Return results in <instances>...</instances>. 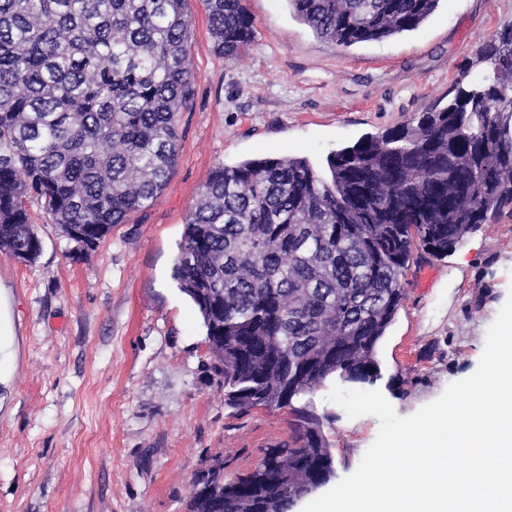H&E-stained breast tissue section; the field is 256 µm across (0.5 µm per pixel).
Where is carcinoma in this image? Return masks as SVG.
Returning <instances> with one entry per match:
<instances>
[{"label":"carcinoma","instance_id":"cac0c4a2","mask_svg":"<svg viewBox=\"0 0 512 512\" xmlns=\"http://www.w3.org/2000/svg\"><path fill=\"white\" fill-rule=\"evenodd\" d=\"M188 0H0V253H41L30 204L98 247L164 190L194 96ZM215 50L253 43L246 0H204ZM338 46L418 29L440 0H288ZM406 122L330 153L217 166L186 216L173 277L205 329L225 405L292 408L293 435L243 477L195 475L188 512H282L331 470L320 419L293 401L336 376L374 384L421 246L446 257L512 206V26Z\"/></svg>","mask_w":512,"mask_h":512}]
</instances>
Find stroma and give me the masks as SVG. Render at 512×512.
<instances>
[{
	"mask_svg": "<svg viewBox=\"0 0 512 512\" xmlns=\"http://www.w3.org/2000/svg\"><path fill=\"white\" fill-rule=\"evenodd\" d=\"M193 18L191 106L160 196L87 256L39 205L35 263L0 254V512H187L212 459L248 474L287 443L288 409L224 403L204 329L172 271L185 217L219 164L327 156L403 123L446 95L475 49L512 24V0H440L417 30L345 48L318 38L288 0H247L255 38L236 61L214 49L202 0ZM379 347L375 387L402 417L472 375L512 293V215L444 258L412 264ZM310 397L335 479L359 466L379 421Z\"/></svg>",
	"mask_w": 512,
	"mask_h": 512,
	"instance_id": "obj_1",
	"label": "stroma"
}]
</instances>
